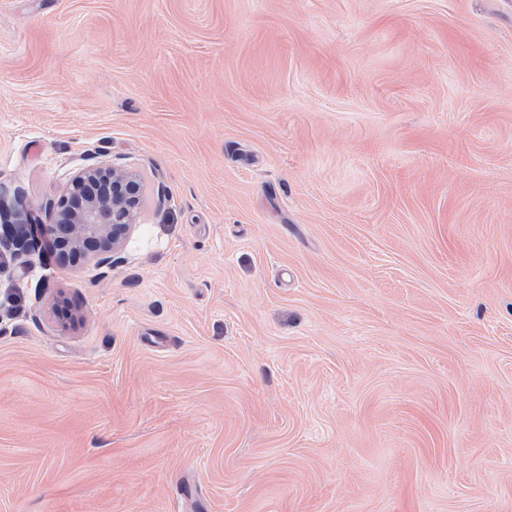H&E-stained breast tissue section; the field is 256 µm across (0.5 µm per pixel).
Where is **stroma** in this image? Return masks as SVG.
<instances>
[{"label":"stroma","mask_w":512,"mask_h":512,"mask_svg":"<svg viewBox=\"0 0 512 512\" xmlns=\"http://www.w3.org/2000/svg\"><path fill=\"white\" fill-rule=\"evenodd\" d=\"M103 162L111 266L0 255V512H512V0H0V210Z\"/></svg>","instance_id":"35a3bbf8"}]
</instances>
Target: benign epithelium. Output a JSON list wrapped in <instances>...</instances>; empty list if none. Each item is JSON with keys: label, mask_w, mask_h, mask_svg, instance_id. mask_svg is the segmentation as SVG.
<instances>
[{"label": "benign epithelium", "mask_w": 512, "mask_h": 512, "mask_svg": "<svg viewBox=\"0 0 512 512\" xmlns=\"http://www.w3.org/2000/svg\"><path fill=\"white\" fill-rule=\"evenodd\" d=\"M142 203L137 175L112 164L87 168L71 181L58 201L51 223L35 224L40 239L50 242L61 262L112 265V257L135 223Z\"/></svg>", "instance_id": "1"}]
</instances>
